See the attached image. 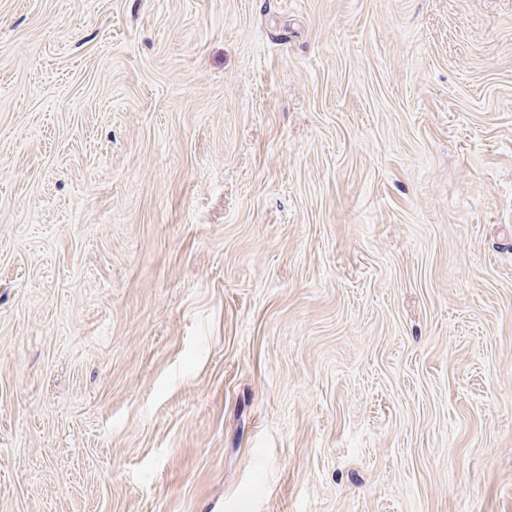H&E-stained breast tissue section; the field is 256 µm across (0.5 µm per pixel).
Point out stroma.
<instances>
[{
    "label": "stroma",
    "instance_id": "obj_1",
    "mask_svg": "<svg viewBox=\"0 0 512 512\" xmlns=\"http://www.w3.org/2000/svg\"><path fill=\"white\" fill-rule=\"evenodd\" d=\"M0 512H512V0H0Z\"/></svg>",
    "mask_w": 512,
    "mask_h": 512
}]
</instances>
